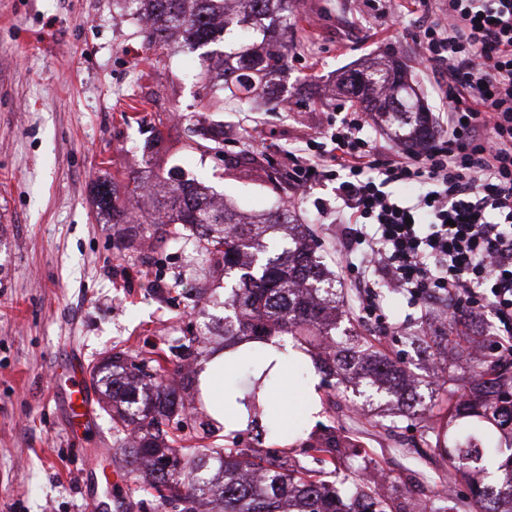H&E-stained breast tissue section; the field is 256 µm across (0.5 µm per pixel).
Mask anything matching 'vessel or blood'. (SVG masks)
Wrapping results in <instances>:
<instances>
[{
    "label": "vessel or blood",
    "mask_w": 512,
    "mask_h": 512,
    "mask_svg": "<svg viewBox=\"0 0 512 512\" xmlns=\"http://www.w3.org/2000/svg\"><path fill=\"white\" fill-rule=\"evenodd\" d=\"M67 378L60 383L57 394L67 413L71 429L90 432L96 426V414L92 406V394L85 381L81 356L76 350H68L61 364Z\"/></svg>",
    "instance_id": "1"
}]
</instances>
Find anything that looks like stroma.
Segmentation results:
<instances>
[{"instance_id":"obj_1","label":"stroma","mask_w":512,"mask_h":512,"mask_svg":"<svg viewBox=\"0 0 512 512\" xmlns=\"http://www.w3.org/2000/svg\"><path fill=\"white\" fill-rule=\"evenodd\" d=\"M298 9L295 37L305 48L274 89L293 103L283 110L225 97L200 77L198 52L145 47L124 0H0V512H87L107 486L104 512H162L118 467L109 413L98 411L93 432L73 431L53 386L67 346L91 366L114 350L153 357L195 333L193 290L208 268L195 235L183 229L119 246L94 190L125 173L115 182L124 201L130 177L147 183L173 168L239 214L295 211L336 270L357 330L422 381L417 417L389 431L371 425L377 405L338 390L321 399L314 420L297 397L270 405L298 423L289 441L262 419L219 443L308 467L306 442L331 428L365 451L337 456V479L365 469L381 475L385 494L424 501L430 512H474L469 481L435 448L449 387L432 373L449 366L463 388L486 364L485 328H434L435 309L412 306L382 282L387 324L364 319L356 288L338 270L336 226L349 216L337 208L335 182L302 193L288 178L289 154L320 151L308 143L309 129L353 112L341 79L372 62H406L409 83L443 132L448 108L419 57L425 15L415 0H299ZM214 132L222 151L204 146ZM448 482L454 492L446 497Z\"/></svg>"}]
</instances>
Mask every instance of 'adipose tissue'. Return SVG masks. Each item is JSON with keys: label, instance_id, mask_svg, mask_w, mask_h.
Here are the masks:
<instances>
[{"label": "adipose tissue", "instance_id": "ef3b65f1", "mask_svg": "<svg viewBox=\"0 0 512 512\" xmlns=\"http://www.w3.org/2000/svg\"><path fill=\"white\" fill-rule=\"evenodd\" d=\"M246 349V344L242 343L217 351L206 362L199 376V387L206 409L228 434L247 424L253 404H264L273 399L272 394L254 384L236 388L231 392L225 390V374L236 367L238 358Z\"/></svg>", "mask_w": 512, "mask_h": 512}]
</instances>
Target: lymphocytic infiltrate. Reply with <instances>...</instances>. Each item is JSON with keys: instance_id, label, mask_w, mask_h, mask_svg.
<instances>
[{"instance_id": "1", "label": "lymphocytic infiltrate", "mask_w": 512, "mask_h": 512, "mask_svg": "<svg viewBox=\"0 0 512 512\" xmlns=\"http://www.w3.org/2000/svg\"><path fill=\"white\" fill-rule=\"evenodd\" d=\"M444 98L448 129L426 144L383 151L362 113L331 131L330 155L293 157V183L328 177L350 223L339 263L353 273L367 318L383 323L378 281L420 306L447 300L457 321L493 318L497 360L512 359V0H448L419 41ZM426 183L407 203L390 185Z\"/></svg>"}]
</instances>
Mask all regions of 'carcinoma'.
I'll return each instance as SVG.
<instances>
[{
    "label": "carcinoma",
    "instance_id": "1",
    "mask_svg": "<svg viewBox=\"0 0 512 512\" xmlns=\"http://www.w3.org/2000/svg\"><path fill=\"white\" fill-rule=\"evenodd\" d=\"M132 15L145 23L150 48L179 39L192 49L209 45L200 55L209 73L221 67L224 89L244 98L272 87L286 68L297 43L288 38L297 25V0H124ZM392 88V104L378 109L380 89ZM343 87L366 112H379L396 132L419 139L432 137L429 118L418 95L403 80L401 67L377 65L352 72ZM133 201L143 191L164 205L165 218L151 212L118 208L108 185L98 186L100 208L112 212V223L127 231L154 234L166 224L201 230L200 254L221 256L224 294L205 298L201 323L187 343L146 362L125 351L113 353L94 366L92 381L106 387L112 402V436L119 442L121 468L148 476L147 484L165 512H414L382 495L376 482L355 475L346 495L336 489V439L326 435L307 445L318 468H291L267 460L254 448H185L168 440L170 422L188 407L176 382L192 385L191 363L204 352L211 336L209 307L224 309V345L247 336L276 339L279 350L316 344L324 357L316 370L339 376L348 387L365 380L370 397H392L397 408L388 414L395 424L416 412L410 371L383 357L366 337L341 327L336 288L320 257L308 243L302 225L290 209L243 217L226 202H217L193 177L168 172L149 185L133 179ZM507 377L495 367L475 372L463 390H448V414L462 421L451 443L438 444L460 460L477 463L502 442L476 424L493 410L501 425L512 429V392ZM489 483L479 493V512H512V459L503 475L486 472Z\"/></svg>",
    "mask_w": 512,
    "mask_h": 512
}]
</instances>
